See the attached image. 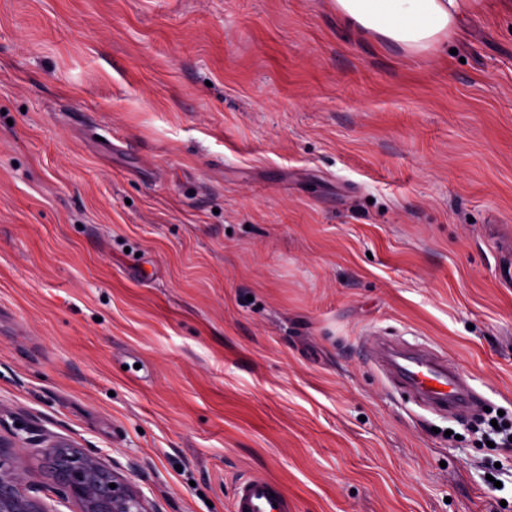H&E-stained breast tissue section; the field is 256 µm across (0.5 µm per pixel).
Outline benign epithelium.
Listing matches in <instances>:
<instances>
[{
  "mask_svg": "<svg viewBox=\"0 0 512 512\" xmlns=\"http://www.w3.org/2000/svg\"><path fill=\"white\" fill-rule=\"evenodd\" d=\"M50 455L58 485L80 504L81 512H153L142 491L99 457L62 443L51 446ZM111 483L116 487L110 488ZM0 512H46L42 502L27 493L16 458L1 439Z\"/></svg>",
  "mask_w": 512,
  "mask_h": 512,
  "instance_id": "1",
  "label": "benign epithelium"
}]
</instances>
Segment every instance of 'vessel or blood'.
<instances>
[{"mask_svg":"<svg viewBox=\"0 0 512 512\" xmlns=\"http://www.w3.org/2000/svg\"><path fill=\"white\" fill-rule=\"evenodd\" d=\"M369 361L424 403L463 413L475 401L464 375L431 351H403L385 343L370 351ZM231 510L290 512V505L273 481L251 475L236 485Z\"/></svg>","mask_w":512,"mask_h":512,"instance_id":"obj_1","label":"vessel or blood"}]
</instances>
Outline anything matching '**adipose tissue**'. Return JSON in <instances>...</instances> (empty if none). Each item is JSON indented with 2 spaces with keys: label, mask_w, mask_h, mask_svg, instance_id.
<instances>
[{
  "label": "adipose tissue",
  "mask_w": 512,
  "mask_h": 512,
  "mask_svg": "<svg viewBox=\"0 0 512 512\" xmlns=\"http://www.w3.org/2000/svg\"><path fill=\"white\" fill-rule=\"evenodd\" d=\"M347 26L370 33L405 55L432 53L459 35L486 0H333Z\"/></svg>",
  "instance_id": "adipose-tissue-1"
}]
</instances>
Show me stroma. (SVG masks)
<instances>
[{"label": "stroma", "instance_id": "1", "mask_svg": "<svg viewBox=\"0 0 512 512\" xmlns=\"http://www.w3.org/2000/svg\"><path fill=\"white\" fill-rule=\"evenodd\" d=\"M512 11L409 57L333 0H0V437L156 512H512V447L392 387L424 345L512 427ZM51 512H80L28 445ZM54 474L66 495L81 512H153L142 491L110 470L102 460L69 444L50 446ZM116 487L111 489L109 484ZM277 504V507H274ZM232 512H290L288 498L268 478L251 475L234 489Z\"/></svg>", "mask_w": 512, "mask_h": 512}]
</instances>
